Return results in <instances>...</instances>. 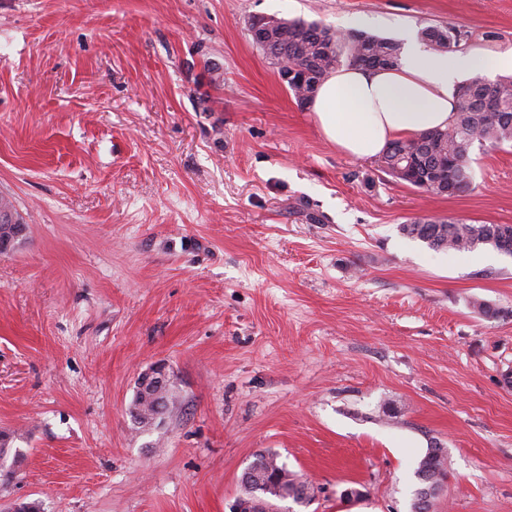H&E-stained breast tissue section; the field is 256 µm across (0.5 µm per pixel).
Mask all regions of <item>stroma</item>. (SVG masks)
<instances>
[{"mask_svg": "<svg viewBox=\"0 0 512 512\" xmlns=\"http://www.w3.org/2000/svg\"><path fill=\"white\" fill-rule=\"evenodd\" d=\"M255 15L512 52V0H0V197L25 227L0 253V434L22 452L0 512H227L265 451L317 489L279 512H410L437 445L432 512H512V256L399 230L512 224V146L475 147L452 196L344 155ZM159 363L176 399L141 428ZM447 468V455L444 448L440 446L429 448L415 471L420 487L417 489L414 500L416 501L425 489L436 484L439 481L438 477L446 472Z\"/></svg>", "mask_w": 512, "mask_h": 512, "instance_id": "obj_1", "label": "stroma"}]
</instances>
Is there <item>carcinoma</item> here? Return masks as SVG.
Segmentation results:
<instances>
[{"label":"carcinoma","instance_id":"obj_1","mask_svg":"<svg viewBox=\"0 0 512 512\" xmlns=\"http://www.w3.org/2000/svg\"><path fill=\"white\" fill-rule=\"evenodd\" d=\"M418 38L432 53H451L461 47L460 31L438 25L418 30ZM256 46L263 51L281 82L298 105L311 101L318 85L344 64L367 68H391L398 64L401 45L396 41L359 31L337 32L316 22L271 19ZM494 102L483 109V100ZM499 147L512 143V77L489 81L475 78L454 91L453 119L445 129L424 131L393 141L378 159L379 170L416 189L439 195H454L470 188L474 178L472 152L475 143ZM400 231L437 250L474 251L491 246H512V224H475L458 219L420 217L403 224ZM173 390L136 391L132 414L142 427L153 423L159 410H169ZM255 479L248 495L257 512H272L271 499H283L267 472L291 474L279 455L259 453L249 464ZM447 455L436 446L428 449L415 471L421 495L447 471Z\"/></svg>","mask_w":512,"mask_h":512}]
</instances>
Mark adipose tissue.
Returning <instances> with one entry per match:
<instances>
[{"instance_id":"ef3b65f1","label":"adipose tissue","mask_w":512,"mask_h":512,"mask_svg":"<svg viewBox=\"0 0 512 512\" xmlns=\"http://www.w3.org/2000/svg\"><path fill=\"white\" fill-rule=\"evenodd\" d=\"M469 53L448 57L407 37L397 66H342L318 86L310 104L322 136L354 158L380 156L394 140L447 127L461 76L477 71Z\"/></svg>"}]
</instances>
